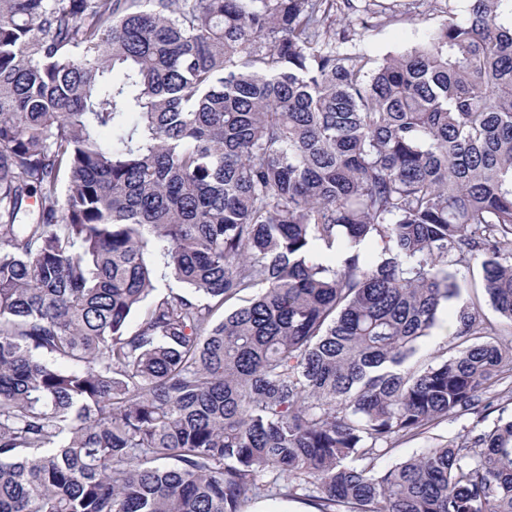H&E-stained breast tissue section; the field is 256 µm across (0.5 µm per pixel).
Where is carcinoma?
I'll list each match as a JSON object with an SVG mask.
<instances>
[{
	"label": "carcinoma",
	"mask_w": 512,
	"mask_h": 512,
	"mask_svg": "<svg viewBox=\"0 0 512 512\" xmlns=\"http://www.w3.org/2000/svg\"><path fill=\"white\" fill-rule=\"evenodd\" d=\"M367 2L0 0V512H512V0ZM398 14L399 21L384 23L364 33L357 47L365 48L378 62L387 54L401 52L418 44L426 31L435 25L436 18L428 10L427 2L412 14L407 12L409 0H387ZM413 16L409 19V17ZM460 292L456 299L449 304H445L440 313L439 318L426 336L420 343V349L416 356L411 360L410 365L417 369L426 368L429 364L440 360V355L448 350V356L455 354L457 340L455 339L456 314L459 309L469 303L471 300L478 302L482 312L490 319L496 320L498 315L491 307L484 290L479 274V267H474V275L471 277L467 274L465 278H460ZM447 317V319H446ZM446 322L448 327L446 330ZM471 423V415H457L428 426L422 431L423 433L397 443L392 451L377 461V466L380 468L388 467L401 460L421 454L427 448L444 444L448 440L464 434Z\"/></svg>",
	"instance_id": "obj_1"
}]
</instances>
